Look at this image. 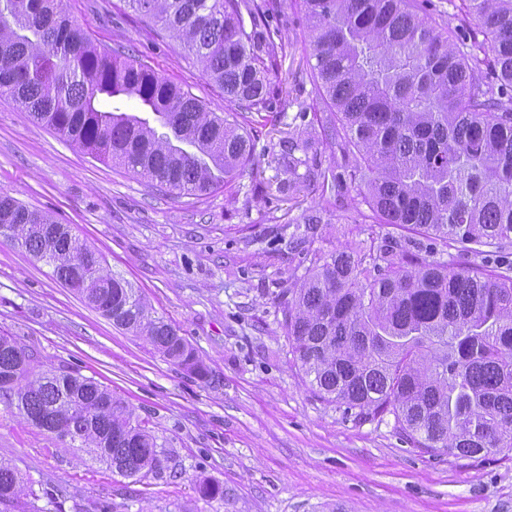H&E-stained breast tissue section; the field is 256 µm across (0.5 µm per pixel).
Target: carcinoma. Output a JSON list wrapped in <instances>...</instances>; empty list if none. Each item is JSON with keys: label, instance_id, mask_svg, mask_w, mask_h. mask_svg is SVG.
I'll return each mask as SVG.
<instances>
[{"label": "carcinoma", "instance_id": "carcinoma-1", "mask_svg": "<svg viewBox=\"0 0 512 512\" xmlns=\"http://www.w3.org/2000/svg\"><path fill=\"white\" fill-rule=\"evenodd\" d=\"M166 32L237 108L219 115L118 49L99 50L64 0H0V96L100 160L162 190L204 193L251 161L249 114L275 100L270 73L285 53L270 24L278 0H127ZM344 173L374 224L407 239L313 257L288 289L293 362L318 397L373 418L394 416L416 448L456 458L512 452V262L439 259L458 245H512V0H460L444 30L409 0H295ZM313 142L288 148L289 183ZM0 237L172 364L206 380L194 347L152 314L138 289L51 215L0 196ZM0 334V402L122 477L160 474L165 445L94 379L36 370ZM27 485L0 461V504Z\"/></svg>", "mask_w": 512, "mask_h": 512}]
</instances>
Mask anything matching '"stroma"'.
<instances>
[{
    "mask_svg": "<svg viewBox=\"0 0 512 512\" xmlns=\"http://www.w3.org/2000/svg\"><path fill=\"white\" fill-rule=\"evenodd\" d=\"M98 47H123L209 110L221 89L127 0H66ZM274 21L286 56L270 111L252 113L254 158L228 188L178 195L97 159L0 98V195L52 214L138 288L176 327L215 380L207 384L115 326L56 282L50 267L0 237V332L41 364L112 390L166 446L161 475L125 478L0 403V460L31 487L33 512H512V458L434 455L415 448L393 416L359 419L321 401L294 366L282 327L288 288L312 254L382 245L403 231L352 224L357 185L314 182L285 192L289 137L312 138L323 171L334 146L317 122L315 59L294 0ZM276 197L261 201L259 190ZM321 215L318 224L306 223ZM214 482L223 497L201 495Z\"/></svg>",
    "mask_w": 512,
    "mask_h": 512,
    "instance_id": "obj_1",
    "label": "stroma"
}]
</instances>
